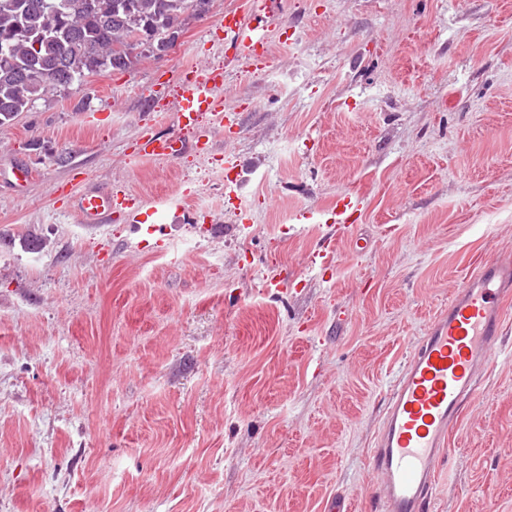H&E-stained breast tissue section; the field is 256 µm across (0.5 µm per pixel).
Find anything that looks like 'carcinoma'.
Returning a JSON list of instances; mask_svg holds the SVG:
<instances>
[{
  "label": "carcinoma",
  "mask_w": 512,
  "mask_h": 512,
  "mask_svg": "<svg viewBox=\"0 0 512 512\" xmlns=\"http://www.w3.org/2000/svg\"><path fill=\"white\" fill-rule=\"evenodd\" d=\"M210 0H0V126L61 88L130 68Z\"/></svg>",
  "instance_id": "obj_1"
}]
</instances>
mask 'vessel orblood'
<instances>
[{
    "label": "vessel or blood",
    "mask_w": 512,
    "mask_h": 512,
    "mask_svg": "<svg viewBox=\"0 0 512 512\" xmlns=\"http://www.w3.org/2000/svg\"><path fill=\"white\" fill-rule=\"evenodd\" d=\"M272 0H240L238 8L220 19L235 52L244 54L254 70H264L272 57L267 38L274 21ZM224 71L191 66L176 89L178 130L146 133L136 154L141 159L172 160L188 150L208 152L210 143L199 132L203 115H220L217 92ZM84 223L103 224L119 214L132 224L156 226L157 206L112 187L89 188L76 199ZM361 217L358 197L336 201L335 223L351 225ZM512 297V261L492 259L468 277L431 320L392 390L370 465L382 477V512H431L434 493L448 451V434L462 405L479 387V377L498 345L505 301Z\"/></svg>",
    "instance_id": "obj_1"
}]
</instances>
